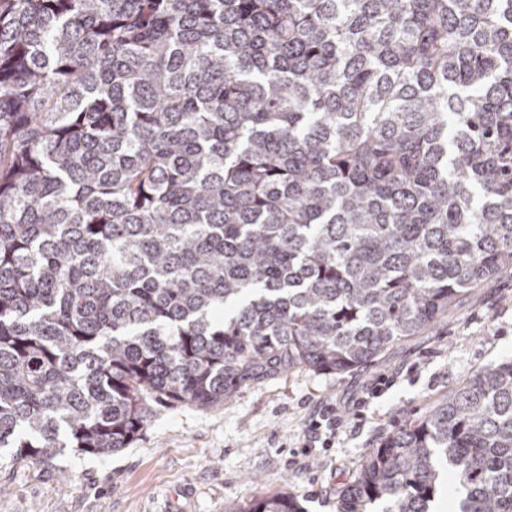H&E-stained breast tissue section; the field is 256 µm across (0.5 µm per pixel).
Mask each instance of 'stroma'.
<instances>
[{
    "label": "stroma",
    "mask_w": 512,
    "mask_h": 512,
    "mask_svg": "<svg viewBox=\"0 0 512 512\" xmlns=\"http://www.w3.org/2000/svg\"><path fill=\"white\" fill-rule=\"evenodd\" d=\"M512 359V273L494 276L448 320L371 363L338 373L303 367L240 390L220 405L156 408L127 448L64 451L17 465L0 452V512H224L283 493L303 512H336L373 448L475 372ZM392 386L340 431L304 447L316 407L349 406L379 378Z\"/></svg>",
    "instance_id": "stroma-1"
}]
</instances>
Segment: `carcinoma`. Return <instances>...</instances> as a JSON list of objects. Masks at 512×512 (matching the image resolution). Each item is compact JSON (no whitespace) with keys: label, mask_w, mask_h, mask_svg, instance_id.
Returning a JSON list of instances; mask_svg holds the SVG:
<instances>
[{"label":"carcinoma","mask_w":512,"mask_h":512,"mask_svg":"<svg viewBox=\"0 0 512 512\" xmlns=\"http://www.w3.org/2000/svg\"><path fill=\"white\" fill-rule=\"evenodd\" d=\"M512 271V0H0V449L126 448ZM512 512V359L337 512ZM302 512L289 495L243 510Z\"/></svg>","instance_id":"carcinoma-1"}]
</instances>
